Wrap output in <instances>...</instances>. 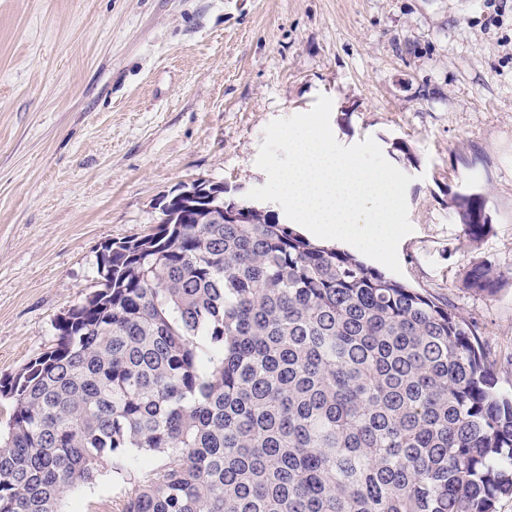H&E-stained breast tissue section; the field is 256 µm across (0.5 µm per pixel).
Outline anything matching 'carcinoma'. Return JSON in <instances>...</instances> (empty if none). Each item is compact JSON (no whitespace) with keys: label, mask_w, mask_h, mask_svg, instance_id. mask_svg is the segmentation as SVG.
I'll list each match as a JSON object with an SVG mask.
<instances>
[{"label":"carcinoma","mask_w":512,"mask_h":512,"mask_svg":"<svg viewBox=\"0 0 512 512\" xmlns=\"http://www.w3.org/2000/svg\"><path fill=\"white\" fill-rule=\"evenodd\" d=\"M240 215L216 223L213 204ZM111 241L55 346L0 378V512H64L103 463L161 456L121 512H497L512 395L477 325L245 198ZM448 209L491 232L479 192ZM505 272L467 269L495 296Z\"/></svg>","instance_id":"obj_1"}]
</instances>
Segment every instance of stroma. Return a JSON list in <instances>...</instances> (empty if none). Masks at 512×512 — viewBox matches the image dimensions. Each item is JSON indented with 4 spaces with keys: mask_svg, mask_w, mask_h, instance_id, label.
<instances>
[{
    "mask_svg": "<svg viewBox=\"0 0 512 512\" xmlns=\"http://www.w3.org/2000/svg\"><path fill=\"white\" fill-rule=\"evenodd\" d=\"M321 95L340 144L415 156L399 279L479 325L511 393L512 0H0V377L56 344L104 242L195 181L264 185L265 126ZM465 189L479 243L448 211ZM484 259L509 274L492 298L463 286ZM150 468L101 466L64 508L116 512ZM448 209L459 220L469 240L480 242L490 234L491 219L486 209V200L481 193H455L448 201Z\"/></svg>",
    "mask_w": 512,
    "mask_h": 512,
    "instance_id": "35a3bbf8",
    "label": "stroma"
}]
</instances>
